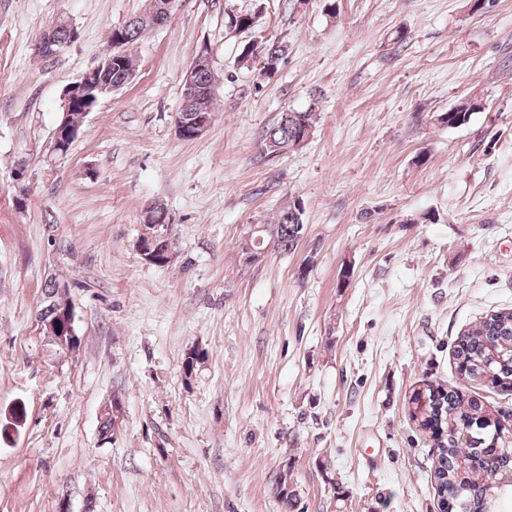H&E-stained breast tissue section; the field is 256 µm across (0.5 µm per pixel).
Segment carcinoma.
Wrapping results in <instances>:
<instances>
[{
	"label": "carcinoma",
	"instance_id": "carcinoma-1",
	"mask_svg": "<svg viewBox=\"0 0 512 512\" xmlns=\"http://www.w3.org/2000/svg\"><path fill=\"white\" fill-rule=\"evenodd\" d=\"M479 108V103L465 101L449 109L439 123L460 127ZM312 124L310 110L286 112L264 132L262 144L271 142L281 153L292 142L311 133ZM300 224L301 217L284 210L277 223L264 225L263 235L275 241L277 252H292L300 242ZM58 285L59 281L49 280L44 304L37 311L38 318L54 326L59 324L62 305ZM509 344H512V311H494L457 338L453 358L458 376L468 380L479 378L494 387L511 389L512 358L503 353ZM411 404V418L437 440L438 490L459 512H485L488 499L512 493V484H501L512 473V437H504L498 419L486 413L476 399L458 388L446 390L428 384L413 393ZM277 489L282 503L293 508L297 494L289 486L287 475L280 476Z\"/></svg>",
	"mask_w": 512,
	"mask_h": 512
}]
</instances>
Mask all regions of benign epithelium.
I'll use <instances>...</instances> for the list:
<instances>
[{"label":"benign epithelium","mask_w":512,"mask_h":512,"mask_svg":"<svg viewBox=\"0 0 512 512\" xmlns=\"http://www.w3.org/2000/svg\"><path fill=\"white\" fill-rule=\"evenodd\" d=\"M154 8L143 18L144 29L158 27L165 24L173 6L171 0H151ZM39 50L48 56L59 54L66 43L57 38L54 31L44 33L38 42ZM131 43L119 29L110 32L106 48L100 61L88 69L81 78L68 86L63 94V116L55 128L50 144L48 156L54 161L65 159L70 147L81 130L86 116L94 109L100 99L128 84L135 76L130 73L120 84L112 83L110 73L117 62L130 53ZM212 64L207 49H201L193 58L183 78V102L174 118L175 135L182 139L189 134L194 139L201 138L211 127L216 112L215 91L203 87L197 82V72ZM198 105L197 115L186 120L183 112L188 105ZM171 223L169 212L157 210V204L152 202L141 212L140 234L136 239V250L146 261L153 260L151 248L160 240H166L167 234L160 231L159 225Z\"/></svg>","instance_id":"1"}]
</instances>
